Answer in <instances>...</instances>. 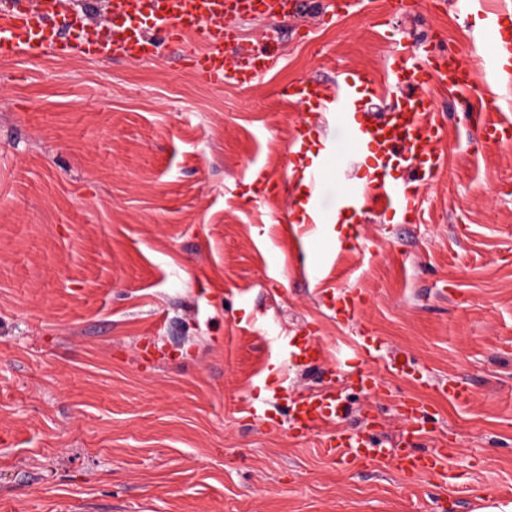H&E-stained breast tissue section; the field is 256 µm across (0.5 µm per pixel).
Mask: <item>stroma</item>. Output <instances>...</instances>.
<instances>
[{
  "mask_svg": "<svg viewBox=\"0 0 512 512\" xmlns=\"http://www.w3.org/2000/svg\"><path fill=\"white\" fill-rule=\"evenodd\" d=\"M242 40L280 54L245 85L199 83L194 42L149 59L0 58V512H480L512 503V77L459 95L432 88L445 164L420 223L370 214L350 237L300 251L282 215L296 188L291 136L309 117L279 88L336 71L381 77L398 42L484 67L478 16L437 0H299L246 18ZM281 184L261 198L256 175ZM322 279L309 277L312 260ZM355 288L347 323L321 302ZM381 345L360 356L364 330ZM313 332L327 350L288 392L332 387L339 430L406 426L421 401L445 442L440 476L343 466L315 434L246 406ZM405 359L418 377L394 370ZM370 365L367 394L342 379ZM460 381L467 403L439 386Z\"/></svg>",
  "mask_w": 512,
  "mask_h": 512,
  "instance_id": "obj_1",
  "label": "stroma"
}]
</instances>
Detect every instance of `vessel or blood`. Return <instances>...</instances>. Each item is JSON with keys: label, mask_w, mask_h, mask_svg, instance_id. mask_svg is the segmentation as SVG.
<instances>
[{"label": "vessel or blood", "mask_w": 512, "mask_h": 512, "mask_svg": "<svg viewBox=\"0 0 512 512\" xmlns=\"http://www.w3.org/2000/svg\"><path fill=\"white\" fill-rule=\"evenodd\" d=\"M62 0H45L41 11L32 13L15 6L13 0H0V57H39L53 49L60 57L79 54L99 58L126 57L143 60L155 55L160 42L180 44L191 40L200 49L191 59V68L200 81L219 85L243 80L248 74L268 69L276 50L267 46L248 54L246 61L225 55L235 47L238 34L227 25L230 17L254 15L265 19L284 14V0H112L113 15L126 21L121 30L106 35L97 24L85 23L80 40L58 33L54 24ZM504 15L491 13L485 37L492 53L490 67L497 72L512 70V34L503 27ZM480 71L456 55L440 58L413 57L401 44L390 54L383 80L364 72H341L335 83L301 79L281 89L290 104L313 105L328 124H340L349 130L354 152L334 156L327 149L309 155L307 131L298 127L289 146V167L299 197V238L308 242L318 237L332 218L316 207L330 169L355 165L357 154L367 155L373 171L360 182L349 184L341 201L342 212L352 218L374 212H391L400 222L417 223L420 216V189L431 183L439 172L443 156L438 149L446 130L436 120V105L430 94L438 85L452 92H465L477 84ZM397 95L395 110L373 116L376 100ZM324 303L344 319H355L363 296L355 291L322 292ZM289 357L296 365H315L325 348L312 333L287 339ZM287 426L298 434L320 433V446L328 457L345 463L388 462L408 476L432 475L446 468L448 452L443 448L422 449L429 432L423 424L421 402L405 400L399 404L402 415L413 424L397 435L393 447H384L376 427L361 431L332 429L343 418L345 406L333 391L301 394L288 401Z\"/></svg>", "instance_id": "vessel-or-blood-1"}]
</instances>
